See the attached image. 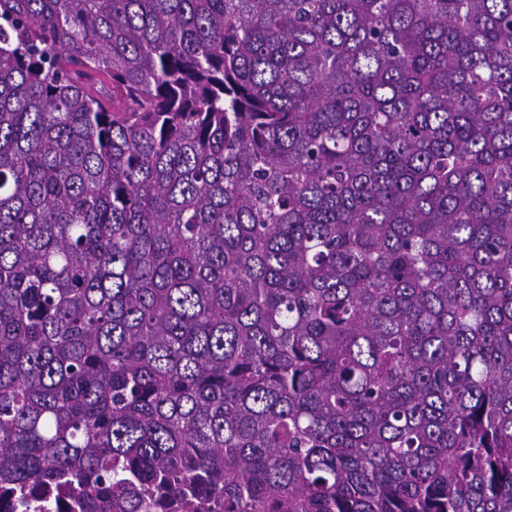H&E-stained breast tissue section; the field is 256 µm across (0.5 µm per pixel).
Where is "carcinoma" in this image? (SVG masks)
Listing matches in <instances>:
<instances>
[{
  "label": "carcinoma",
  "instance_id": "cac0c4a2",
  "mask_svg": "<svg viewBox=\"0 0 512 512\" xmlns=\"http://www.w3.org/2000/svg\"><path fill=\"white\" fill-rule=\"evenodd\" d=\"M1 498L512 512V0H0Z\"/></svg>",
  "mask_w": 512,
  "mask_h": 512
}]
</instances>
